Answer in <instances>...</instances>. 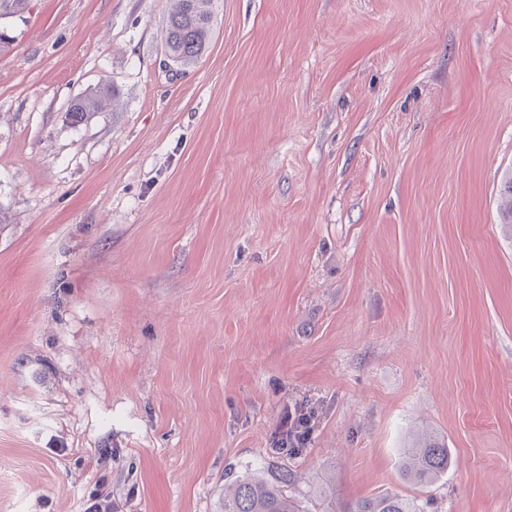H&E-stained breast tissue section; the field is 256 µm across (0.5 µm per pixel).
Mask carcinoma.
<instances>
[{
	"instance_id": "carcinoma-1",
	"label": "carcinoma",
	"mask_w": 512,
	"mask_h": 512,
	"mask_svg": "<svg viewBox=\"0 0 512 512\" xmlns=\"http://www.w3.org/2000/svg\"><path fill=\"white\" fill-rule=\"evenodd\" d=\"M214 0H174L165 22L164 50L175 70L193 67L208 47L213 31ZM28 0H0V19L23 14ZM116 96L109 85L100 86L71 102L67 113L81 122L96 112H103ZM505 227L512 232V178L501 188ZM448 448L435 441H424L405 451L403 469L411 480L427 484L448 471ZM288 475L268 480L245 476L224 494V512H300L288 498L284 485ZM353 512H421L415 500L398 494H378L360 500Z\"/></svg>"
}]
</instances>
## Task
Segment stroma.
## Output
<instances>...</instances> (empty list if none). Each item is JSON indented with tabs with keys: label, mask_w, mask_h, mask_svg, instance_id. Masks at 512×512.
<instances>
[{
	"label": "stroma",
	"mask_w": 512,
	"mask_h": 512,
	"mask_svg": "<svg viewBox=\"0 0 512 512\" xmlns=\"http://www.w3.org/2000/svg\"><path fill=\"white\" fill-rule=\"evenodd\" d=\"M170 7L0 20V512H512V0H217L179 76ZM116 96L114 87L103 85L71 102L67 113L74 122H82L95 112H104L112 98ZM314 420H310L300 407L286 410L279 422L275 446L277 448H305L310 444ZM282 437L285 442L277 441ZM448 462V448L426 440L414 448H406L403 469L411 480L427 484L447 472ZM287 482V474L272 480L254 475L237 479L232 490L224 492V512H300L285 493ZM353 512H421L414 499L398 494H378L360 500Z\"/></svg>",
	"instance_id": "stroma-1"
}]
</instances>
